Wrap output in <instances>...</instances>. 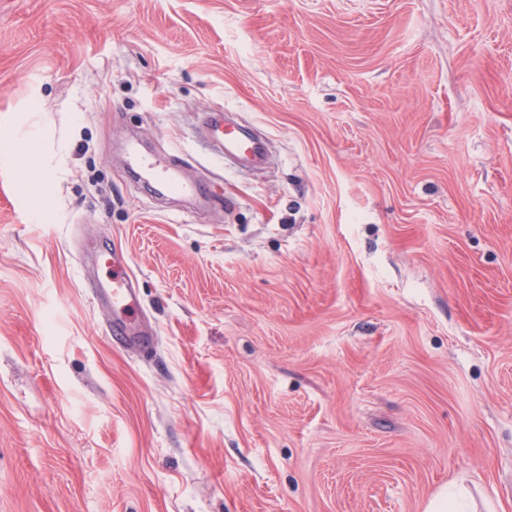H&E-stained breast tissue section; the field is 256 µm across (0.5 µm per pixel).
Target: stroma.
<instances>
[{
	"label": "stroma",
	"mask_w": 512,
	"mask_h": 512,
	"mask_svg": "<svg viewBox=\"0 0 512 512\" xmlns=\"http://www.w3.org/2000/svg\"><path fill=\"white\" fill-rule=\"evenodd\" d=\"M213 111L266 168L209 146ZM108 244L149 347L106 334ZM451 484L512 512V0H0V512ZM131 159L141 170L146 179L156 184L158 195L192 197L197 193L194 182L184 179L177 170H171L160 163L147 158H140L135 148H131Z\"/></svg>",
	"instance_id": "obj_1"
}]
</instances>
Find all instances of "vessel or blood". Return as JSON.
I'll return each mask as SVG.
<instances>
[{
	"mask_svg": "<svg viewBox=\"0 0 512 512\" xmlns=\"http://www.w3.org/2000/svg\"><path fill=\"white\" fill-rule=\"evenodd\" d=\"M202 129L207 140L223 147L225 155L253 161L263 153L262 143L250 135L247 127L225 122L222 113L206 114L202 120ZM135 164L146 179L156 184L159 196L192 197L197 193L195 184L184 179L178 171L147 158H136ZM91 263L95 270L102 273L101 278L92 286V295L112 313L108 332L143 344L148 343L150 332L144 330L135 318L140 309V299L129 272L127 258L112 252L110 247L100 246L94 250Z\"/></svg>",
	"mask_w": 512,
	"mask_h": 512,
	"instance_id": "obj_1",
	"label": "vessel or blood"
}]
</instances>
